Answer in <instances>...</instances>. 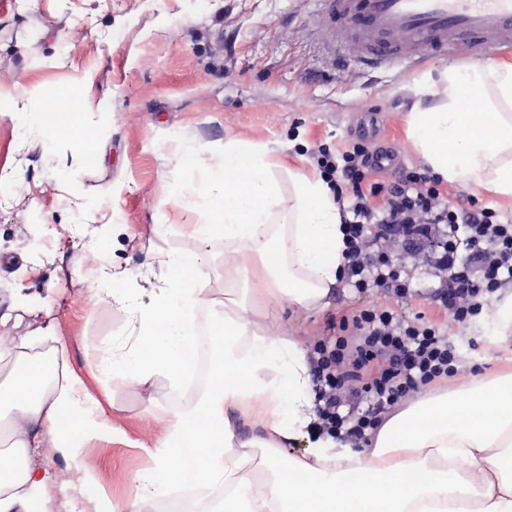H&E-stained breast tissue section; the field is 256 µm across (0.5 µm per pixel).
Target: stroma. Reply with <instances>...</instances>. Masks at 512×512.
I'll return each mask as SVG.
<instances>
[{
    "label": "stroma",
    "mask_w": 512,
    "mask_h": 512,
    "mask_svg": "<svg viewBox=\"0 0 512 512\" xmlns=\"http://www.w3.org/2000/svg\"><path fill=\"white\" fill-rule=\"evenodd\" d=\"M31 2L25 10L22 0H0V170L22 168L21 179L0 188V301L21 288L40 310L20 329L0 327V336L50 325L56 340L33 344L30 353L65 343L70 370L100 403L115 437L73 455L48 454L61 480L76 471L98 490L97 499L73 500L68 512H103L106 500L126 498L134 475L152 467L148 448L163 433L158 418L177 408L165 379L133 387L95 371L97 362L119 355L138 323L92 299L88 243L97 240L102 264L136 279L144 301L161 276L152 251L199 247L188 227L213 216L175 203L184 170L174 138L193 144L204 160L231 139L266 146L286 195L289 171L314 174L309 151L350 146L368 105L378 112L382 140L401 148L404 165L422 168L411 113L443 103V70L465 71L477 60L463 54L385 73L337 68L320 36L318 0ZM22 88L58 100L64 112L92 106L103 161L28 137L8 106ZM38 255L43 263H35ZM209 256L202 286L220 308L240 298L241 288L224 281L223 241L210 242ZM369 301L340 287L323 311L284 305L271 313L257 301L250 320L308 347L330 318ZM461 367L464 382L512 369V347L481 344Z\"/></svg>",
    "instance_id": "stroma-1"
}]
</instances>
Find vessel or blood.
<instances>
[{"mask_svg":"<svg viewBox=\"0 0 512 512\" xmlns=\"http://www.w3.org/2000/svg\"><path fill=\"white\" fill-rule=\"evenodd\" d=\"M340 64L416 66L465 48L482 62L512 49V0H322Z\"/></svg>","mask_w":512,"mask_h":512,"instance_id":"obj_1","label":"vessel or blood"}]
</instances>
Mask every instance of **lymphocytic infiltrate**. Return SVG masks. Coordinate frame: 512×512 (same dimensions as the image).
I'll use <instances>...</instances> for the list:
<instances>
[{"label":"lymphocytic infiltrate","mask_w":512,"mask_h":512,"mask_svg":"<svg viewBox=\"0 0 512 512\" xmlns=\"http://www.w3.org/2000/svg\"><path fill=\"white\" fill-rule=\"evenodd\" d=\"M372 154L362 138L346 150L321 145L310 153L345 226L342 281L380 297L342 317L310 353L312 430L356 446L410 394L455 375L463 356L490 338L484 305L512 288L511 217L470 194L448 197L426 169L380 175ZM414 261L437 273L428 304L469 328V338L449 335L415 308Z\"/></svg>","instance_id":"f902f5d3"}]
</instances>
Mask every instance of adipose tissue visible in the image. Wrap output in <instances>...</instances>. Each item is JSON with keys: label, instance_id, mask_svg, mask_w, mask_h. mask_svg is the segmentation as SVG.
Returning a JSON list of instances; mask_svg holds the SVG:
<instances>
[{"label": "adipose tissue", "instance_id": "ef3b65f1", "mask_svg": "<svg viewBox=\"0 0 512 512\" xmlns=\"http://www.w3.org/2000/svg\"><path fill=\"white\" fill-rule=\"evenodd\" d=\"M448 99L435 112H415L410 122L427 164L445 180L464 179L512 197V118L469 111L471 95L494 90L512 105V67L479 66L443 71ZM29 132L52 145L66 142L85 158L102 148L86 111L55 112L46 98L18 94L9 105ZM188 181L178 197L186 206L214 209L216 219L193 225L203 239H220L227 256L224 279L253 283L259 296L321 309L338 285L345 249L343 226L330 189L321 177L292 178L295 203L281 210L280 182L267 148L239 140L202 161L182 145ZM163 278L150 305L137 303L126 272L100 268L89 288L97 300L120 311H136L139 332L121 358L101 372L133 385L163 375L177 381L196 342L195 312L208 306L199 283L209 265L205 250L156 251ZM223 339L213 350L216 371L190 410L164 422L151 469L137 475L128 498L108 503L107 512H141L148 498L167 495L173 479L196 474L224 486V512H512V377L481 384L459 396L448 391L414 401L381 425L372 448L308 433L316 396L309 358L291 336L251 331L249 312L238 303L215 311ZM55 369L47 393L20 377L0 383V414L13 453L0 454V512H49L48 488L56 477L37 467L18 469L16 455L32 448H77L112 439V426L83 380L65 368V346L53 350ZM255 433L242 437L237 418L251 408ZM306 437L303 457L281 458L275 448ZM187 447L179 461L169 451ZM268 449V476L255 480L249 451ZM425 479L407 484L406 467Z\"/></svg>", "mask_w": 512, "mask_h": 512}]
</instances>
